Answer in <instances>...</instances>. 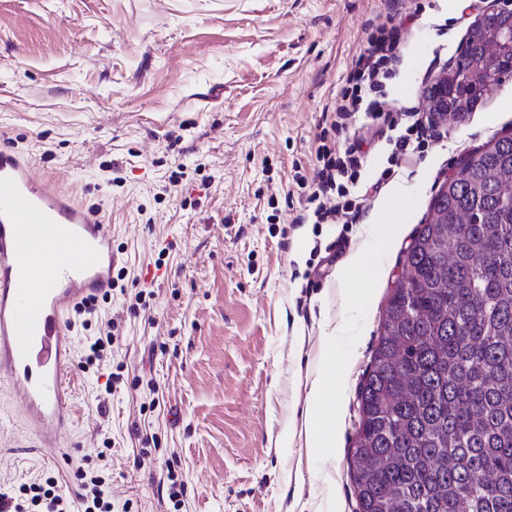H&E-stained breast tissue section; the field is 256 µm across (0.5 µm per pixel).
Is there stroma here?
Here are the masks:
<instances>
[{"instance_id":"1","label":"stroma","mask_w":512,"mask_h":512,"mask_svg":"<svg viewBox=\"0 0 512 512\" xmlns=\"http://www.w3.org/2000/svg\"><path fill=\"white\" fill-rule=\"evenodd\" d=\"M505 0H0V146L96 210L126 275L99 321L112 357L72 367L74 461L112 443L115 508L355 512L358 388L399 258L459 160L512 133V75L401 165L358 224H294L286 196L312 173L322 112L379 14L421 9L387 98L423 102L471 28ZM398 225L389 248L376 227ZM370 243L364 305L336 341V448L275 445L304 406L319 325L341 312L328 247ZM161 278L145 281L146 268ZM143 293L145 304L127 300ZM120 377L105 393L109 374ZM0 493L72 470L45 464L0 386ZM183 481L169 498L167 471Z\"/></svg>"}]
</instances>
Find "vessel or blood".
<instances>
[{
	"label": "vessel or blood",
	"mask_w": 512,
	"mask_h": 512,
	"mask_svg": "<svg viewBox=\"0 0 512 512\" xmlns=\"http://www.w3.org/2000/svg\"><path fill=\"white\" fill-rule=\"evenodd\" d=\"M115 263L98 213L0 148V383L18 398L29 439L60 465L72 463L68 315L110 290Z\"/></svg>",
	"instance_id": "vessel-or-blood-1"
}]
</instances>
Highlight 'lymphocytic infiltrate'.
I'll use <instances>...</instances> for the list:
<instances>
[{
  "mask_svg": "<svg viewBox=\"0 0 512 512\" xmlns=\"http://www.w3.org/2000/svg\"><path fill=\"white\" fill-rule=\"evenodd\" d=\"M414 15H386L373 24L362 50L333 102L323 111L324 124L316 137L313 173L295 174L302 207L298 224H355L370 194L380 192L396 166L426 152L434 137L416 107L384 101V83L395 76L402 61L403 32ZM377 129L390 148L388 165L375 181L361 178L364 163L360 128ZM76 497L59 490L55 478L22 486L18 496L0 494V512H112L106 480L98 466H77Z\"/></svg>",
  "mask_w": 512,
  "mask_h": 512,
  "instance_id": "obj_1",
  "label": "lymphocytic infiltrate"
}]
</instances>
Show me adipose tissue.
<instances>
[{
	"label": "adipose tissue",
	"instance_id": "1",
	"mask_svg": "<svg viewBox=\"0 0 512 512\" xmlns=\"http://www.w3.org/2000/svg\"><path fill=\"white\" fill-rule=\"evenodd\" d=\"M343 328L342 322L334 319L323 321L320 330V339L323 349L319 356V363L315 370L308 374L305 386V404L301 412L299 424H282L277 436L280 446L291 444L296 435H303L307 447L335 448L336 431L334 426L327 422L321 409V403L328 394H335L336 388L330 380L332 359L331 351L336 345V337Z\"/></svg>",
	"mask_w": 512,
	"mask_h": 512
}]
</instances>
